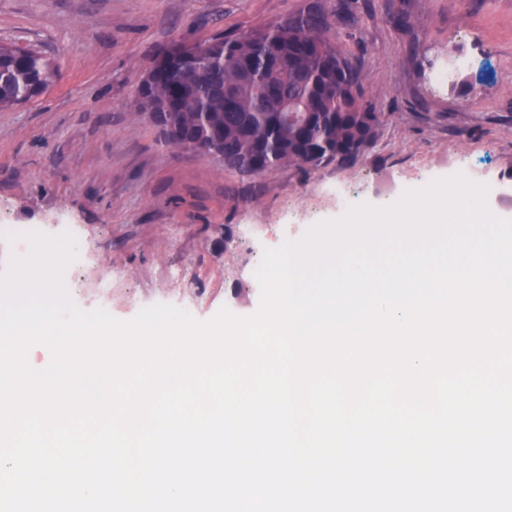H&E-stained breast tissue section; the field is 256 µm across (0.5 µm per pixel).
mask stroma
I'll list each match as a JSON object with an SVG mask.
<instances>
[{"mask_svg":"<svg viewBox=\"0 0 512 512\" xmlns=\"http://www.w3.org/2000/svg\"><path fill=\"white\" fill-rule=\"evenodd\" d=\"M313 1L329 15L327 37L361 59L365 97L384 114L371 149L351 165L247 178L165 142L137 97L159 50L264 27ZM1 42L42 52L60 75L0 109V225L81 244L63 272L80 309L119 320L156 303L199 321L224 306L252 315L255 271L280 235L302 240L452 170L487 186L488 210L512 219L497 201L512 180V0H0ZM442 67L443 83L433 78Z\"/></svg>","mask_w":512,"mask_h":512,"instance_id":"1","label":"stroma"}]
</instances>
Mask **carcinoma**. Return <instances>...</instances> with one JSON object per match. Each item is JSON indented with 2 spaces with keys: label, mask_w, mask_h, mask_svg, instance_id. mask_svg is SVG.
<instances>
[{
  "label": "carcinoma",
  "mask_w": 512,
  "mask_h": 512,
  "mask_svg": "<svg viewBox=\"0 0 512 512\" xmlns=\"http://www.w3.org/2000/svg\"><path fill=\"white\" fill-rule=\"evenodd\" d=\"M314 3L273 26L204 40V64L158 87L154 109L181 124L182 137L224 166L256 176L289 163L353 164L378 137L383 113L364 98L361 62L324 36ZM58 67L39 52L0 44V108L46 91Z\"/></svg>",
  "instance_id": "1"
}]
</instances>
